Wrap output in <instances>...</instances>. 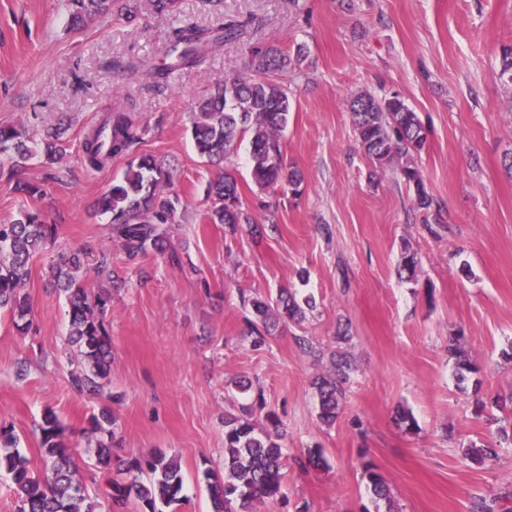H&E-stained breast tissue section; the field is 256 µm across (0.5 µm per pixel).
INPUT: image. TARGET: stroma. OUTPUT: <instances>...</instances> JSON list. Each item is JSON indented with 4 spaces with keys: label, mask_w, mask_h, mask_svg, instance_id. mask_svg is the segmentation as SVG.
<instances>
[{
    "label": "stroma",
    "mask_w": 512,
    "mask_h": 512,
    "mask_svg": "<svg viewBox=\"0 0 512 512\" xmlns=\"http://www.w3.org/2000/svg\"><path fill=\"white\" fill-rule=\"evenodd\" d=\"M125 0L80 30L70 0H0V126L37 135L69 115L66 153L56 164L33 159L13 167L0 155V222L19 210L57 224L61 244L105 252L125 283L111 288L89 275L91 292H112V371L103 396L74 389L78 362L68 343L63 296L50 283V254H37L24 292L29 329L0 312V427L14 430L33 470L43 468L39 426L54 411L81 466L98 512L106 476L87 464L86 418L109 406L122 442L121 461L161 448L184 477L179 512H211L202 472L224 470V418L252 408L283 424L288 450L286 497L261 512H376L363 467L372 464L392 493L394 512H512V445L497 442L496 398L512 395V86L499 77L502 47L512 45V0H178L174 12L126 21ZM241 22L237 40L199 65L155 85L169 32L191 24ZM301 53L279 75L292 102L282 134L285 163L301 171L302 192L261 190L248 152L219 168L194 149L189 114L222 80L248 71L255 46ZM399 95L417 112L428 144L415 156L440 207L425 219L414 190L395 166L375 168L364 155L346 102L359 93ZM148 125L139 152L163 160L186 209L170 234L182 262L148 253L128 262L94 204L127 160L87 168L80 144L116 109ZM238 181L253 221L229 232L205 219L206 186L221 170ZM44 185L20 196L15 185ZM274 213L277 230L267 226ZM420 262L415 281L400 280L403 247ZM313 300L302 322H283L253 345L243 299L280 289ZM347 330V340L336 337ZM464 338L479 368L458 381L448 338ZM307 337L317 348L305 353ZM353 370L333 426L318 418L316 377L335 354ZM248 379L252 390L241 392ZM484 410H477V402ZM409 409L418 428L396 420ZM495 457L464 459L469 444ZM320 449L328 465L308 463Z\"/></svg>",
    "instance_id": "stroma-1"
}]
</instances>
